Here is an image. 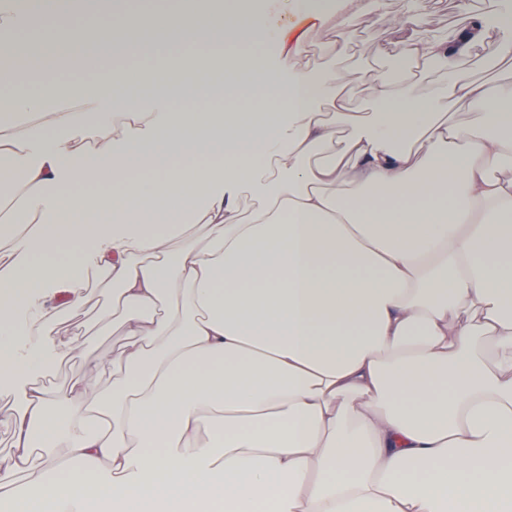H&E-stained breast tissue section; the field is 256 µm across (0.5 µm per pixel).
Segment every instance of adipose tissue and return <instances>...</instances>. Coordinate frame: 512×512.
<instances>
[{"mask_svg":"<svg viewBox=\"0 0 512 512\" xmlns=\"http://www.w3.org/2000/svg\"><path fill=\"white\" fill-rule=\"evenodd\" d=\"M456 8L362 112L355 80L253 50L300 58L303 21L330 18L308 0L220 22L207 0H0L20 74L0 92V389L20 395L0 512H512V69L453 68L512 39V11ZM39 24L70 61L101 50L97 74L49 81ZM137 29L192 51L124 101ZM429 61L450 71L420 97ZM224 65L278 108H192ZM93 278L116 359L58 339L45 302L63 288L81 311ZM74 359L111 393L86 372L50 389Z\"/></svg>","mask_w":512,"mask_h":512,"instance_id":"obj_1","label":"adipose tissue"}]
</instances>
